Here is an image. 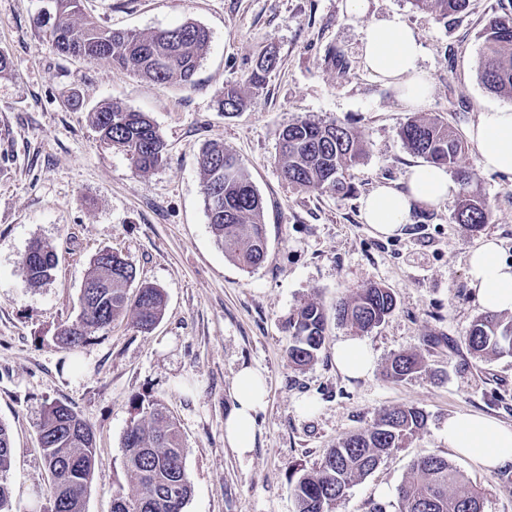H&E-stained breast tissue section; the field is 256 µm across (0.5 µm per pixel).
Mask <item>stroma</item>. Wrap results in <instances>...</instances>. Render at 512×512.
<instances>
[{
  "mask_svg": "<svg viewBox=\"0 0 512 512\" xmlns=\"http://www.w3.org/2000/svg\"><path fill=\"white\" fill-rule=\"evenodd\" d=\"M42 0H0V421L13 437L16 512H39L37 489L49 483L38 441L44 405L71 406L94 428L102 466L86 495V512H112V492L137 486L126 474L122 440L136 400L161 401L184 441L193 493L184 512H297L290 492L300 469L318 466L345 435L370 427L379 413L411 406L428 416L409 448L384 458L331 512H367L370 502L397 512V490L418 457L448 458L485 488V512H512V468L486 473L448 447L449 416L483 415L512 426V355L473 357L466 332L483 312L471 288L467 256L486 236L512 259V174L484 170L476 147L459 160L470 191L494 210L474 229L454 219L455 200L416 212L403 234L380 238L363 224L360 200L381 184L404 182L420 164L399 136L413 115L438 118L468 133L481 112L512 105L478 78L480 31L512 0H469L438 19L410 0H368L365 16L345 0H84L103 27L141 33L186 22L211 35L190 85L158 84L110 61L61 55L35 22ZM399 16L415 29L431 101L406 108L398 90L363 64L370 23ZM278 65L248 107L228 114L224 87L241 83L259 56ZM78 95L81 108L70 104ZM117 101L147 113L167 145V160L146 173L103 145L91 112ZM297 119L338 120L366 153L350 168L348 196L303 192L277 164L279 136ZM223 142L241 160L263 200L267 256L251 271L226 257L211 231L197 157ZM52 246V279L30 284L23 258L33 242ZM119 252L137 283L166 294L163 317L144 334L130 320L94 330L80 348H59L57 327L76 319L93 257ZM377 283L396 296L394 312L362 339L373 371L351 379L334 349L351 337L333 318L336 303ZM317 302L329 311L327 340L298 368L288 360V322ZM402 351L424 367L401 382L383 375ZM258 369L268 404L257 416L252 452L238 456L224 441L229 392L242 366ZM315 400L302 415L298 404Z\"/></svg>",
  "mask_w": 512,
  "mask_h": 512,
  "instance_id": "stroma-1",
  "label": "stroma"
}]
</instances>
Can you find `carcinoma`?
I'll return each instance as SVG.
<instances>
[{
  "instance_id": "cac0c4a2",
  "label": "carcinoma",
  "mask_w": 512,
  "mask_h": 512,
  "mask_svg": "<svg viewBox=\"0 0 512 512\" xmlns=\"http://www.w3.org/2000/svg\"><path fill=\"white\" fill-rule=\"evenodd\" d=\"M50 16L37 21L47 28L55 49L70 57L105 59L159 83L191 82L210 48L206 28L193 22L150 34L115 31L83 16L82 0H48ZM469 0H412L419 9L439 18L464 11ZM482 39L478 77L491 94L512 98V15L488 20ZM277 57L264 53L245 84L259 90L277 67ZM249 99L238 84L224 89L222 110L232 114L247 108ZM100 140L125 151L138 171H149L166 160L167 145L143 112L118 102L106 103L92 112ZM400 137L416 156L428 163L455 170L465 185L470 174L457 168L467 149L463 135L438 119L411 118ZM365 154L363 143L350 127L337 121L295 120L279 137L278 164L283 177L300 190L346 194V171ZM198 166L204 176L203 193L209 224L224 254L244 269L259 266L267 249L263 203L239 159L221 142L206 144ZM459 224L480 227L493 222L491 206L469 194L454 211ZM33 284L48 280L57 266V254L40 241L31 244L23 261ZM133 267L108 249L91 261L81 289L79 316L60 326L56 342L72 350L85 343L92 329L121 318H132L142 332L151 331L162 318L165 295L155 286L141 285L135 295ZM396 299L389 288L370 284L354 297L336 304V318L364 333L379 326L394 311ZM292 342L288 359L297 367L308 365L326 340L324 308L310 302L290 321ZM468 349L479 357L512 355V317L485 312L465 336ZM422 367L415 353L401 352L386 365V379L405 380ZM136 415L122 441L123 467L136 480L139 493L128 496L118 488L112 494V512H184L192 486L184 465L182 436L175 419L155 403H134ZM428 416L409 406L389 408L365 431L351 433L327 450L319 466L302 473L291 487L297 512H330L359 480L371 474L390 454L408 446L427 426ZM40 445L50 474L46 489L37 496L49 503L48 512H85V495L100 467L92 427L70 406H45L40 424ZM12 442L7 426L0 423V512H13L10 485ZM487 493L469 485L447 458L428 455L414 460L398 489V512H485Z\"/></svg>"
}]
</instances>
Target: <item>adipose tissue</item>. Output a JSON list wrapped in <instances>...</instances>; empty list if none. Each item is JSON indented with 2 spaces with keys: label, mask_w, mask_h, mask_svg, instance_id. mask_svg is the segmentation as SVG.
<instances>
[{
  "label": "adipose tissue",
  "mask_w": 512,
  "mask_h": 512,
  "mask_svg": "<svg viewBox=\"0 0 512 512\" xmlns=\"http://www.w3.org/2000/svg\"><path fill=\"white\" fill-rule=\"evenodd\" d=\"M364 63L373 74L401 90L400 99L414 108L429 101V80L419 65L421 45L414 30L400 17L373 21L362 41ZM485 169L512 173V108L483 112L469 131ZM458 184L442 165L412 166L406 189L377 186L361 200V218L378 236L402 234L420 206H435L452 198ZM470 285L480 306L487 311L512 312V263L503 259L495 238L488 237L471 250L468 258ZM338 369L357 379L370 374L375 358L361 340L337 342ZM233 403L224 419V441L239 456L255 445L256 415L267 403V388L260 372L240 369L231 382ZM448 446L484 472L512 465V428L482 416L454 415L447 427Z\"/></svg>",
  "instance_id": "1"
}]
</instances>
